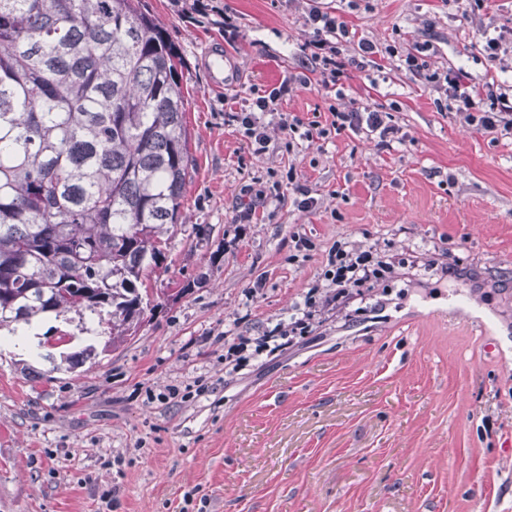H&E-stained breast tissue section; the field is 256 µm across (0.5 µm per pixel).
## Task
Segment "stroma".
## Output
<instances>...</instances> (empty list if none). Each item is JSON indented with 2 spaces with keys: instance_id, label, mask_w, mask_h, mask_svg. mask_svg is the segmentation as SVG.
<instances>
[{
  "instance_id": "obj_1",
  "label": "stroma",
  "mask_w": 512,
  "mask_h": 512,
  "mask_svg": "<svg viewBox=\"0 0 512 512\" xmlns=\"http://www.w3.org/2000/svg\"><path fill=\"white\" fill-rule=\"evenodd\" d=\"M180 59L193 159L161 304L134 338L75 371L0 345V512H512V138L467 125L425 80L389 66L349 68L345 94L390 112L394 149L345 130L288 141L271 129L252 154L224 113L302 72L310 8L340 12L358 37L471 83L512 79L482 50L481 19L512 40V0H143ZM238 27L224 40V18ZM222 46L231 77L215 89L202 61ZM334 94L290 90L282 111L326 122ZM293 170L317 204L292 195L236 216L242 184ZM209 228L198 238L194 225ZM310 249L296 251L295 237ZM438 269L366 284L342 311L285 350L224 364V333L256 337L317 281L334 242ZM179 398L166 399L168 387ZM111 491L110 507L100 504Z\"/></svg>"
}]
</instances>
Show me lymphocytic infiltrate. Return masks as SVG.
Instances as JSON below:
<instances>
[{
  "instance_id": "obj_1",
  "label": "lymphocytic infiltrate",
  "mask_w": 512,
  "mask_h": 512,
  "mask_svg": "<svg viewBox=\"0 0 512 512\" xmlns=\"http://www.w3.org/2000/svg\"><path fill=\"white\" fill-rule=\"evenodd\" d=\"M306 24L312 28L313 40L309 46L314 65L310 74L289 76L279 87L268 91L252 90L250 101L244 102L239 111L231 113L230 118L238 125L253 154L259 155L268 148L270 126H277L282 132L293 135L302 134L304 139L326 137L329 131L350 130L365 135L367 140L375 142L377 147L388 149L393 144L402 143L400 130L387 120L386 112L364 105L362 100L350 99L344 109L330 108L329 126L320 122H304L299 116L281 112L279 104L292 85L303 87L317 84L327 91L335 90L347 71L348 63L342 57L340 43L357 42L361 57H378L380 63L391 62L392 49H378L367 40L356 38L351 26L343 17L331 15L319 10L309 11ZM428 44L416 45L413 52L407 53L402 64L413 76L424 78L432 88L444 94L453 102L457 112L465 121L479 131L503 137L512 136V84L486 82L471 84L463 72L431 70L426 58ZM293 191L294 203L298 210L313 209L317 201L311 196L307 186L297 182L294 172L273 180L271 186L258 188L250 184L242 185L240 197L251 199L252 205L241 210L240 222H252L257 208L266 207L269 201L284 197L286 191ZM394 259L386 254L370 250H357L348 243L339 241L330 249L322 278L333 293L330 303L344 304L349 300L355 288L392 272Z\"/></svg>"
}]
</instances>
